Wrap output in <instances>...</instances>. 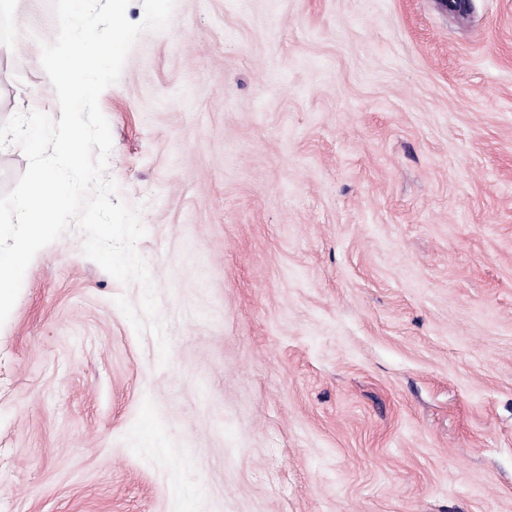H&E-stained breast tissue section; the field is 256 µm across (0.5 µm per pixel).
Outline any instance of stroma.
I'll use <instances>...</instances> for the list:
<instances>
[{"mask_svg": "<svg viewBox=\"0 0 512 512\" xmlns=\"http://www.w3.org/2000/svg\"><path fill=\"white\" fill-rule=\"evenodd\" d=\"M175 0L99 107L168 360L68 230L0 325V512H512V0ZM30 21L19 29L18 18ZM0 0V124L59 110Z\"/></svg>", "mask_w": 512, "mask_h": 512, "instance_id": "obj_1", "label": "stroma"}]
</instances>
